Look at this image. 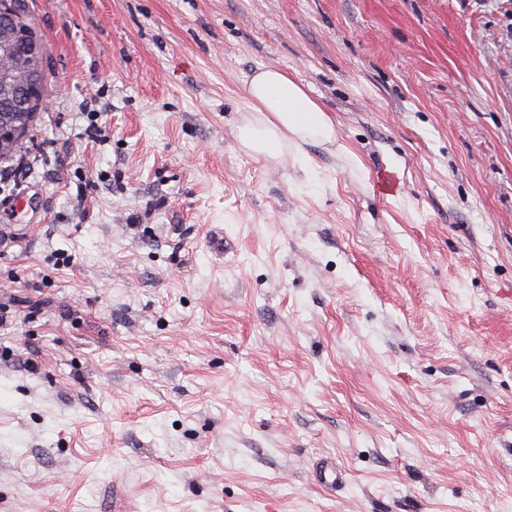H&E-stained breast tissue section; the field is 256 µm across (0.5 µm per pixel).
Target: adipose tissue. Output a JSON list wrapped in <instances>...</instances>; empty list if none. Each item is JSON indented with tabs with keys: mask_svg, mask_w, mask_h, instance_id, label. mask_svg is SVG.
<instances>
[{
	"mask_svg": "<svg viewBox=\"0 0 512 512\" xmlns=\"http://www.w3.org/2000/svg\"><path fill=\"white\" fill-rule=\"evenodd\" d=\"M246 95L252 117L239 126L238 140L254 155L274 157L285 145L298 148L336 135L327 113L279 69L259 68L247 83Z\"/></svg>",
	"mask_w": 512,
	"mask_h": 512,
	"instance_id": "ef3b65f1",
	"label": "adipose tissue"
}]
</instances>
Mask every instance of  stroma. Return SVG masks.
Wrapping results in <instances>:
<instances>
[{
    "label": "stroma",
    "mask_w": 512,
    "mask_h": 512,
    "mask_svg": "<svg viewBox=\"0 0 512 512\" xmlns=\"http://www.w3.org/2000/svg\"><path fill=\"white\" fill-rule=\"evenodd\" d=\"M28 6L0 512H512V0ZM262 66L315 181L237 139ZM254 115L238 127L242 147L256 156L274 157L286 143L299 154L301 145L330 142L336 135L327 113L301 85L273 67H261L246 86Z\"/></svg>",
    "instance_id": "1"
}]
</instances>
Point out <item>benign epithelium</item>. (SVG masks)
I'll return each instance as SVG.
<instances>
[{"instance_id": "7a95c632", "label": "benign epithelium", "mask_w": 512, "mask_h": 512, "mask_svg": "<svg viewBox=\"0 0 512 512\" xmlns=\"http://www.w3.org/2000/svg\"><path fill=\"white\" fill-rule=\"evenodd\" d=\"M0 13L12 18L11 30L0 35V47L9 51L19 45L21 57L14 68L0 67V93L18 86L26 90L23 109L17 113L0 114V146L24 136L37 111L44 107L42 85L49 74L47 48L33 34V25L17 13L10 0H0Z\"/></svg>"}]
</instances>
